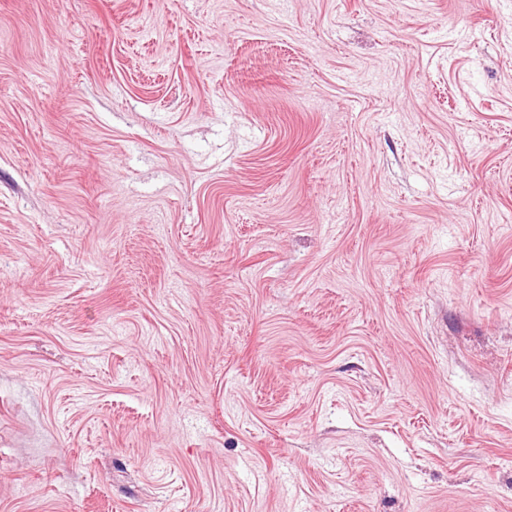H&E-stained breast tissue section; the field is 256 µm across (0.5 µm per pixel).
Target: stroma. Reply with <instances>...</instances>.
Returning <instances> with one entry per match:
<instances>
[{
    "label": "stroma",
    "mask_w": 512,
    "mask_h": 512,
    "mask_svg": "<svg viewBox=\"0 0 512 512\" xmlns=\"http://www.w3.org/2000/svg\"><path fill=\"white\" fill-rule=\"evenodd\" d=\"M0 512H512V0H0Z\"/></svg>",
    "instance_id": "stroma-1"
}]
</instances>
